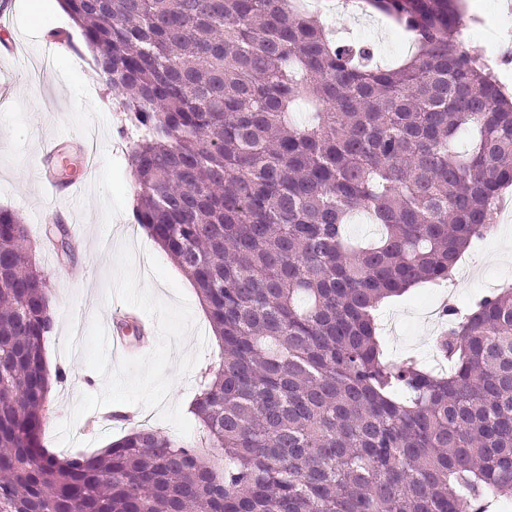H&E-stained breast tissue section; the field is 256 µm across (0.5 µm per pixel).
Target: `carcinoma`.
I'll list each match as a JSON object with an SVG mask.
<instances>
[{
    "mask_svg": "<svg viewBox=\"0 0 512 512\" xmlns=\"http://www.w3.org/2000/svg\"><path fill=\"white\" fill-rule=\"evenodd\" d=\"M374 62L297 0H62L125 91L134 212L221 349L200 442L42 448L46 278L0 209V512H489L512 504V283L446 310L448 371L387 360L379 304L452 279L512 187V101L459 0H364ZM308 100L312 119H293ZM377 235L350 236L351 224ZM219 448L204 460L198 444ZM327 20L345 32L366 33L376 44L383 63H394L407 55L408 43L404 44L403 40L397 38L395 30L391 28L392 24L381 15L367 12L361 15L360 21H356L349 14L334 12Z\"/></svg>",
    "mask_w": 512,
    "mask_h": 512,
    "instance_id": "cac0c4a2",
    "label": "carcinoma"
}]
</instances>
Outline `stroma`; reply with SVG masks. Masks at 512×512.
Returning a JSON list of instances; mask_svg holds the SVG:
<instances>
[{
	"instance_id": "35a3bbf8",
	"label": "stroma",
	"mask_w": 512,
	"mask_h": 512,
	"mask_svg": "<svg viewBox=\"0 0 512 512\" xmlns=\"http://www.w3.org/2000/svg\"><path fill=\"white\" fill-rule=\"evenodd\" d=\"M11 3L10 24L28 64L18 68L0 61V93L6 98L0 105V208L18 213L29 228L36 261L49 288L52 331L43 341L44 359L54 369L67 372L65 381L55 382L43 411L41 444L49 454L67 459L99 452L141 424L173 434V427L161 419L157 410L115 404L80 418L73 427L74 443L63 445L57 440L56 429L70 417L80 394L97 393L104 387L102 377L85 366L81 349L72 345L71 337L75 332L88 331L94 314L109 317L123 310V303L107 296L109 273L122 245L140 247L142 254L136 260L139 272H146L147 256L159 260L175 284L170 287L151 280L153 293L168 302L184 294L197 327L174 353H196L200 360L189 376L175 380L169 403L179 405L196 398L198 379L207 365L217 364L219 347L209 337L208 317L192 282L146 231L131 237L123 231L134 222L136 188L128 164L131 130L125 113L115 106L116 95L95 77L92 54L78 27L59 0ZM328 21L346 32L367 34L382 62H395L408 52L407 44L397 38L390 22L381 15L370 12L356 20L339 12L330 15ZM52 34L63 36L73 51L53 57L43 77L34 78L31 63L43 55V37ZM56 135L90 139L97 157L92 168L72 172L83 181L84 190L52 204L37 181L38 147L42 140ZM51 211L65 225L78 223L85 228L83 236L71 238L68 252L49 251L44 241V219ZM498 224L496 232L463 254L452 289L424 284L398 300L381 304L378 321L391 360L410 354L429 355L440 324L427 318V307L439 306L449 295L465 303L503 282H512V212L501 217ZM201 333L206 334V343L198 342Z\"/></svg>"
}]
</instances>
